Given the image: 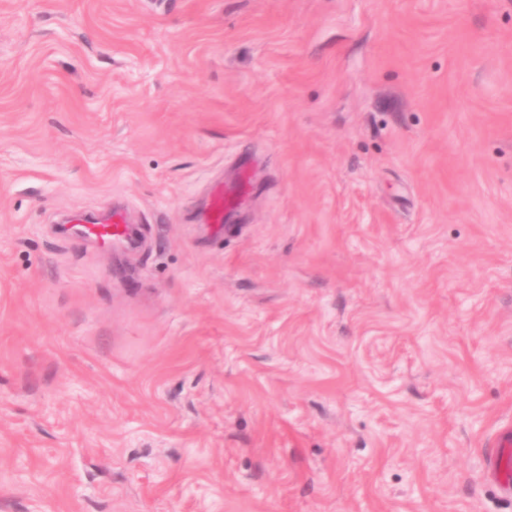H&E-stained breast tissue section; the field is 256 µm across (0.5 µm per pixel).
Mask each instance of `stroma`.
Here are the masks:
<instances>
[{
  "mask_svg": "<svg viewBox=\"0 0 512 512\" xmlns=\"http://www.w3.org/2000/svg\"><path fill=\"white\" fill-rule=\"evenodd\" d=\"M507 425L512 0H0V512H512ZM244 190L243 182L215 188L208 195V204L205 209L206 223L223 224L225 216L232 210ZM72 223L81 224L80 232L88 238L98 241L103 247L112 248L126 243L130 216L123 206H114L105 223L97 221L85 224L84 214L68 216ZM512 431L502 437L497 445L498 450L489 458L488 466L496 473L499 479L510 485L512 479Z\"/></svg>",
  "mask_w": 512,
  "mask_h": 512,
  "instance_id": "35a3bbf8",
  "label": "stroma"
}]
</instances>
